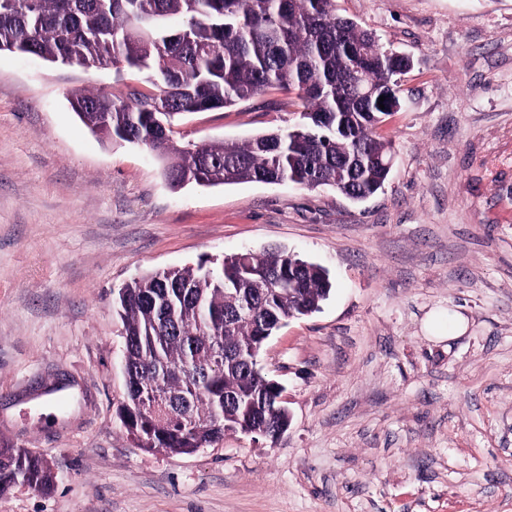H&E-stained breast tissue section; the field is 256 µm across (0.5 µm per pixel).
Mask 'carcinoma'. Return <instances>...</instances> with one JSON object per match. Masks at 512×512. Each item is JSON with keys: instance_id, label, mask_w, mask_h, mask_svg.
<instances>
[{"instance_id": "obj_1", "label": "carcinoma", "mask_w": 512, "mask_h": 512, "mask_svg": "<svg viewBox=\"0 0 512 512\" xmlns=\"http://www.w3.org/2000/svg\"><path fill=\"white\" fill-rule=\"evenodd\" d=\"M181 17L172 29L167 20ZM26 47L50 65L121 62L163 87L126 98L81 94L71 107L113 144L160 152L170 185L287 183L331 187L354 201L381 189L393 145L376 132L400 103L397 76L410 57L336 14L335 0H10L0 6V51ZM294 94L301 122L245 141L177 148L176 118L253 99ZM384 108H379L380 96ZM333 288L322 266L282 250L242 252L207 269L153 271L126 284L118 310L126 336L123 426L140 447L190 454L228 431L289 425L269 379L250 366L258 337L320 309ZM183 414L199 423L187 428ZM49 462L0 443V493L20 482L54 485Z\"/></svg>"}]
</instances>
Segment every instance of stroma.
Returning a JSON list of instances; mask_svg holds the SVG:
<instances>
[{
    "instance_id": "35a3bbf8",
    "label": "stroma",
    "mask_w": 512,
    "mask_h": 512,
    "mask_svg": "<svg viewBox=\"0 0 512 512\" xmlns=\"http://www.w3.org/2000/svg\"><path fill=\"white\" fill-rule=\"evenodd\" d=\"M410 56L394 146L361 202L293 183L173 188L157 152L103 143L72 110L143 72L0 52V438L56 481L0 512H512V0H336ZM271 90L188 115L177 145L294 125ZM280 247L333 289L264 347L290 425L148 451L126 397L119 290L148 271ZM468 327L442 341L431 315Z\"/></svg>"
}]
</instances>
